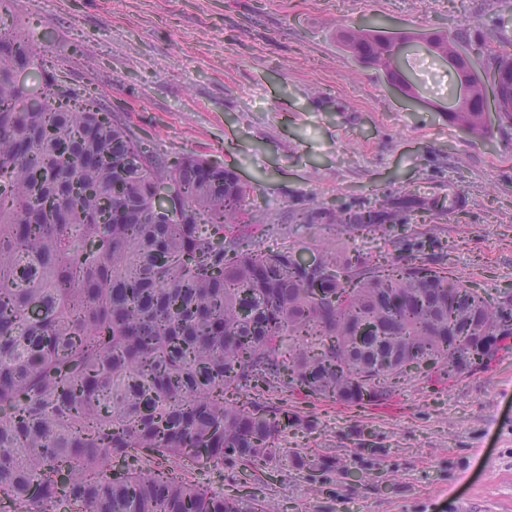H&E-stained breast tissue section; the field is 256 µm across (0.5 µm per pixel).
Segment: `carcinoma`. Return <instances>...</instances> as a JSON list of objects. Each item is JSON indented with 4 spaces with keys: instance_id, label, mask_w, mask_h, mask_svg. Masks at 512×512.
Instances as JSON below:
<instances>
[{
    "instance_id": "cac0c4a2",
    "label": "carcinoma",
    "mask_w": 512,
    "mask_h": 512,
    "mask_svg": "<svg viewBox=\"0 0 512 512\" xmlns=\"http://www.w3.org/2000/svg\"><path fill=\"white\" fill-rule=\"evenodd\" d=\"M0 0V512H274L173 474L230 460L259 479L297 425L267 396L388 402L410 358L430 381L487 370L512 348V295L491 302L413 254L374 259L326 242L330 273L266 245L229 168L162 160L91 94L61 89ZM369 22L338 35L361 68L398 83L392 42ZM405 38L455 55L481 97L485 54L466 29ZM512 85V58H497ZM23 65L36 83L16 76ZM448 122L491 135L479 112ZM132 153L144 167L126 166ZM178 208L155 205L154 181ZM448 195L341 209L348 234H384Z\"/></svg>"
}]
</instances>
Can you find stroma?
Here are the masks:
<instances>
[{
    "label": "stroma",
    "instance_id": "obj_1",
    "mask_svg": "<svg viewBox=\"0 0 512 512\" xmlns=\"http://www.w3.org/2000/svg\"><path fill=\"white\" fill-rule=\"evenodd\" d=\"M59 84L91 91L156 156H199L250 189L267 243L340 240L314 211L399 192L453 193L450 217L412 213L399 244L360 235L372 256L417 244L496 301L512 293V130L448 122V65L408 46V98L355 67L338 31L372 14L393 32L467 25L512 55L501 0H11ZM297 426L274 440L261 480L232 462L179 476L278 512H512V350L450 385L411 381L360 409L293 397Z\"/></svg>",
    "mask_w": 512,
    "mask_h": 512
}]
</instances>
